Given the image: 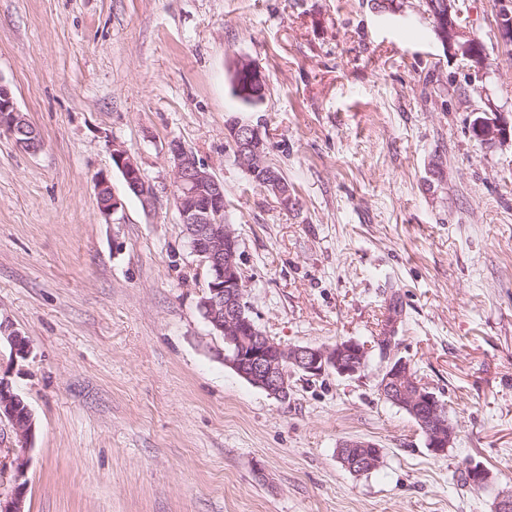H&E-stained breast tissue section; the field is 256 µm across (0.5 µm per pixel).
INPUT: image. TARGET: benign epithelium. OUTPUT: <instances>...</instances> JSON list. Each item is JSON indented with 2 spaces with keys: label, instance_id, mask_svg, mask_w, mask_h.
Wrapping results in <instances>:
<instances>
[{
  "label": "benign epithelium",
  "instance_id": "obj_1",
  "mask_svg": "<svg viewBox=\"0 0 512 512\" xmlns=\"http://www.w3.org/2000/svg\"><path fill=\"white\" fill-rule=\"evenodd\" d=\"M498 32L503 45L512 46V0H498ZM440 27L439 38L445 48L460 52L465 58L483 66L482 44L474 33L459 22L455 0H433L430 3ZM232 75L247 76L256 84L253 100L260 104L266 92L262 69L252 60L240 57ZM475 134L485 141L505 142L512 138V126L498 117H478ZM0 130L14 139L24 151L37 152L43 141L27 117L17 106L10 86L0 79ZM228 134L238 164L258 177L262 188L273 194L279 205L288 209L295 198L285 181L268 167L265 140L259 127L234 120ZM174 163L176 205L181 223L193 251L202 259L209 273L207 294L199 303L204 319L212 329L242 352L224 357L225 363L251 385L271 398L286 401L290 396V378L297 372L318 377L334 372L340 377H354L368 365L369 347L356 340H344L332 347H286L263 333L249 315L243 302L242 277L237 262L238 239L231 226L224 223V184L200 163L195 153L174 141L170 144ZM112 162L120 172L128 193L136 196L150 212L155 205V192L145 180L137 163L121 148H112ZM94 189L101 212L110 216L123 208V200L112 190L108 174L94 178ZM380 395L405 410L417 420L425 432L426 445L437 455L447 452L455 438V428L447 416L446 405L427 387L412 377L408 362L393 358L385 367L378 383ZM7 420L23 441L35 430L33 415L24 406L9 383L0 378V420ZM13 450L0 455V474H12L10 492L0 493V512H25L26 483L23 469ZM341 465L355 474L376 469L382 460V449L369 440L354 438L342 441L337 451ZM471 481L492 484L490 472L480 463H467Z\"/></svg>",
  "mask_w": 512,
  "mask_h": 512
}]
</instances>
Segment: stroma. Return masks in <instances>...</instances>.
<instances>
[{"instance_id":"stroma-1","label":"stroma","mask_w":512,"mask_h":512,"mask_svg":"<svg viewBox=\"0 0 512 512\" xmlns=\"http://www.w3.org/2000/svg\"><path fill=\"white\" fill-rule=\"evenodd\" d=\"M475 68L425 0H0V80L44 146L0 132V377L30 408L25 512H494L512 489V49L497 0H456ZM267 78L242 112L236 57ZM260 126L294 186L285 210L236 162L229 119ZM178 141L224 184L256 325L285 346L370 348L361 376L294 375L270 398L224 362L199 302L208 270L175 203ZM153 187L145 212L112 149ZM124 200L101 213L96 174ZM393 353L447 404L432 453L377 388ZM383 450L355 475L341 441ZM493 475L462 485L464 461ZM475 134L485 141L505 142L511 139V126L497 116L494 118L479 116L474 121Z\"/></svg>"}]
</instances>
